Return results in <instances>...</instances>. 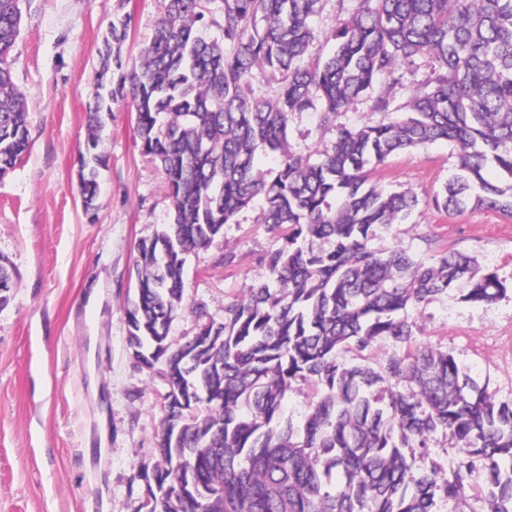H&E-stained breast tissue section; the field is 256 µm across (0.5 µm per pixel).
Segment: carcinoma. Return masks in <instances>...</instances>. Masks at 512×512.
<instances>
[{
    "instance_id": "obj_1",
    "label": "carcinoma",
    "mask_w": 512,
    "mask_h": 512,
    "mask_svg": "<svg viewBox=\"0 0 512 512\" xmlns=\"http://www.w3.org/2000/svg\"><path fill=\"white\" fill-rule=\"evenodd\" d=\"M216 1L222 39L211 40L201 26ZM349 2L333 53L313 65L310 21L322 0H161L151 41L117 79L128 23H109L87 107L83 205L100 191L103 115L129 96L142 149L160 163L174 206L171 224L138 244L125 309L128 345L148 368L164 360L183 425L171 445L162 407L158 461L142 473L151 512H435L437 497L462 496L472 470L485 476L489 512H512V401L497 400L453 355L412 347L407 317L450 291L489 304L506 287L451 246L429 266L395 247L374 249L377 226L400 223L419 199L367 186L369 168L445 140L458 147V172L432 205L512 214V0ZM23 4L0 0V177L30 146L13 77ZM422 58L432 77L401 112L388 91ZM257 72L278 85L274 97H255ZM361 98L387 120L336 124ZM296 112L335 127L317 161L288 150ZM260 148L281 156L272 178L256 168ZM489 165L500 180L485 177ZM257 197L282 248L263 259L258 284L224 302L222 320L172 346L186 256L212 246ZM12 282L0 258V305ZM379 336L403 354L379 369L338 364V351L361 353ZM297 379L315 391L300 430L282 416ZM437 432L459 454L450 478L429 459Z\"/></svg>"
}]
</instances>
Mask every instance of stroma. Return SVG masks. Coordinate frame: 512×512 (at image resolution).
Here are the masks:
<instances>
[{"mask_svg":"<svg viewBox=\"0 0 512 512\" xmlns=\"http://www.w3.org/2000/svg\"><path fill=\"white\" fill-rule=\"evenodd\" d=\"M128 19L122 47L134 64L160 16V0H26L14 54L28 102L30 147L0 178V256L16 271L0 306V512H142L143 465L157 460L167 386L126 341L124 307L135 291L140 241L169 224L173 204L161 167L144 154L131 99L113 103L102 137L108 164L95 211H85L77 171L103 36L114 14ZM334 140L319 113L293 114L288 147L317 159ZM459 163L437 142L373 169L371 183L414 192L402 224L376 230L432 264L448 246L475 256L507 291L490 304L451 293L409 310L415 342L452 354L502 401L512 400V216L489 209L449 214L429 197ZM262 199L224 225L218 245L191 253L185 307L172 343L221 319L224 302L258 281L261 261L282 245L261 224ZM234 257L224 265L223 255ZM98 293L102 304L89 302ZM97 390H90L89 379Z\"/></svg>","mask_w":512,"mask_h":512,"instance_id":"obj_1","label":"stroma"}]
</instances>
